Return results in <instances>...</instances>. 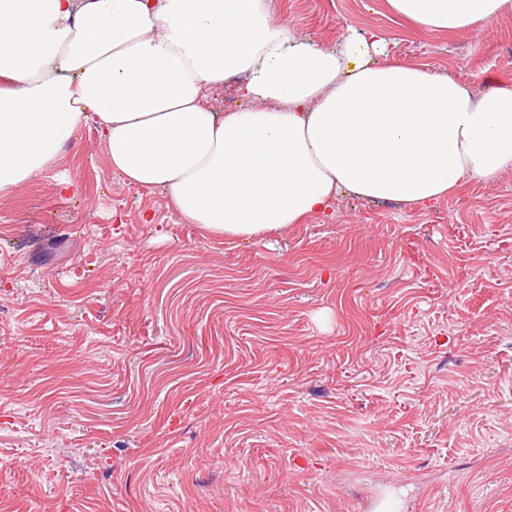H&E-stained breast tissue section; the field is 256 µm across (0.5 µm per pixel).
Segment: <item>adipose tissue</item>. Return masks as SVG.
Listing matches in <instances>:
<instances>
[{
	"label": "adipose tissue",
	"mask_w": 512,
	"mask_h": 512,
	"mask_svg": "<svg viewBox=\"0 0 512 512\" xmlns=\"http://www.w3.org/2000/svg\"><path fill=\"white\" fill-rule=\"evenodd\" d=\"M468 31L512 0H387ZM377 33L304 39L268 0H0V195L95 121L111 167L185 223L244 241L348 196L426 205L512 169V87L387 62ZM238 79L244 108L206 105Z\"/></svg>",
	"instance_id": "1"
}]
</instances>
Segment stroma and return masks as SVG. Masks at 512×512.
<instances>
[{"mask_svg": "<svg viewBox=\"0 0 512 512\" xmlns=\"http://www.w3.org/2000/svg\"><path fill=\"white\" fill-rule=\"evenodd\" d=\"M271 6L323 45L377 32L390 62L512 86V13L429 32L386 0ZM376 494L512 512V170L228 240L125 183L90 122L0 197V512H370Z\"/></svg>", "mask_w": 512, "mask_h": 512, "instance_id": "stroma-1", "label": "stroma"}]
</instances>
